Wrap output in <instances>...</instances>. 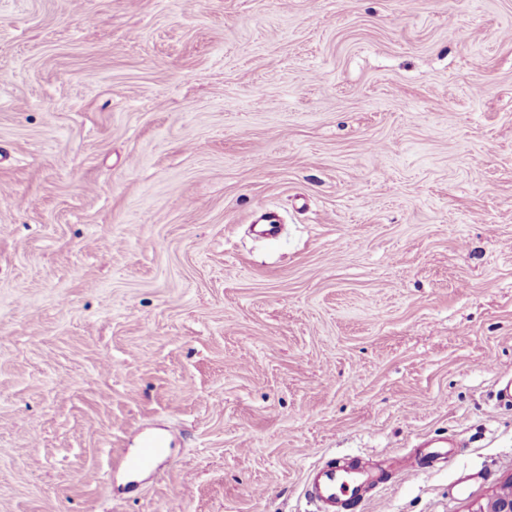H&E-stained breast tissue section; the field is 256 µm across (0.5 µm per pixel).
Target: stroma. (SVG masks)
<instances>
[{
    "mask_svg": "<svg viewBox=\"0 0 512 512\" xmlns=\"http://www.w3.org/2000/svg\"><path fill=\"white\" fill-rule=\"evenodd\" d=\"M13 196L0 512H310L335 456L393 471L360 512L512 481V0H0ZM423 437L458 446L394 471ZM158 448H163V446L156 441L148 440L142 436L137 454H130L128 450L124 449L116 458L115 466L121 467L125 471L147 467L157 455L159 451Z\"/></svg>",
    "mask_w": 512,
    "mask_h": 512,
    "instance_id": "stroma-1",
    "label": "stroma"
}]
</instances>
